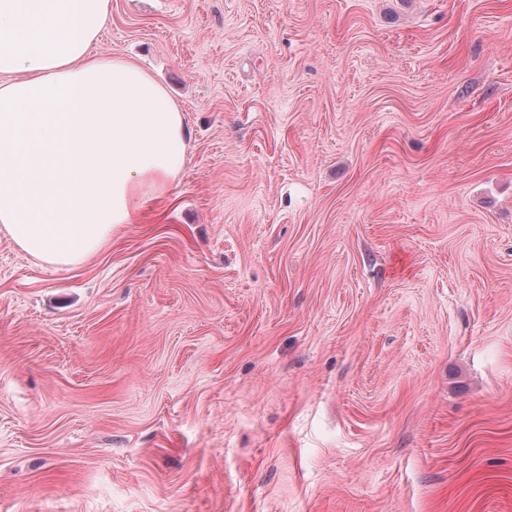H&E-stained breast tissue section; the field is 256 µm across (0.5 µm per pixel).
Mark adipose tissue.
Masks as SVG:
<instances>
[{
    "label": "adipose tissue",
    "instance_id": "obj_1",
    "mask_svg": "<svg viewBox=\"0 0 512 512\" xmlns=\"http://www.w3.org/2000/svg\"><path fill=\"white\" fill-rule=\"evenodd\" d=\"M111 0H0V234L68 265L141 223L185 166L181 110L91 51Z\"/></svg>",
    "mask_w": 512,
    "mask_h": 512
}]
</instances>
